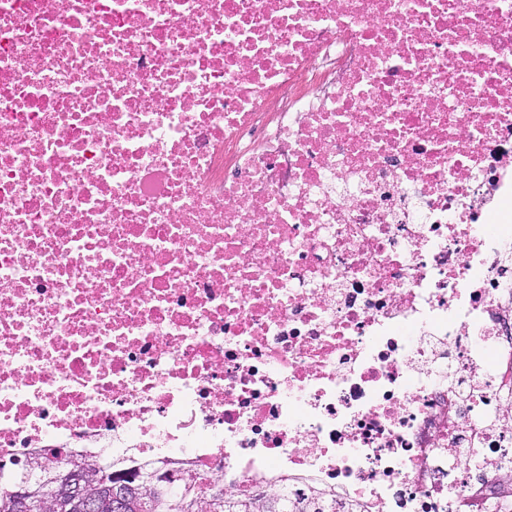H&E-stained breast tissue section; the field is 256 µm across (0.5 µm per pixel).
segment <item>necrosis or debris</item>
<instances>
[{
    "mask_svg": "<svg viewBox=\"0 0 512 512\" xmlns=\"http://www.w3.org/2000/svg\"><path fill=\"white\" fill-rule=\"evenodd\" d=\"M512 0H0V469L495 512Z\"/></svg>",
    "mask_w": 512,
    "mask_h": 512,
    "instance_id": "4bbe7bcc",
    "label": "necrosis or debris"
}]
</instances>
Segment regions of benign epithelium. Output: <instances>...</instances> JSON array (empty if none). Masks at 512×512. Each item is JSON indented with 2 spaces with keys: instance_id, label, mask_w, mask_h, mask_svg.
<instances>
[{
  "instance_id": "benign-epithelium-1",
  "label": "benign epithelium",
  "mask_w": 512,
  "mask_h": 512,
  "mask_svg": "<svg viewBox=\"0 0 512 512\" xmlns=\"http://www.w3.org/2000/svg\"><path fill=\"white\" fill-rule=\"evenodd\" d=\"M54 454L33 457L19 465L21 481L14 492L16 512H31L35 500L55 512L63 505L70 506V512H127L128 498L120 491L103 493L96 484V474L102 469L94 459L70 471H57L49 478L41 472L47 468Z\"/></svg>"
}]
</instances>
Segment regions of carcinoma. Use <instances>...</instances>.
Listing matches in <instances>:
<instances>
[{
    "label": "carcinoma",
    "instance_id": "carcinoma-1",
    "mask_svg": "<svg viewBox=\"0 0 512 512\" xmlns=\"http://www.w3.org/2000/svg\"><path fill=\"white\" fill-rule=\"evenodd\" d=\"M104 472L112 487L127 490L130 496L128 512H203L197 494L201 488L205 489L211 502L208 512H267L262 508L264 503L271 504L273 512H343L334 501L307 497L303 493L292 497L259 493L248 498H226L224 486L204 484L192 475L181 478L176 471L170 472L171 479L163 487L135 492L128 489L131 481L112 474V467L104 466Z\"/></svg>",
    "mask_w": 512,
    "mask_h": 512
}]
</instances>
